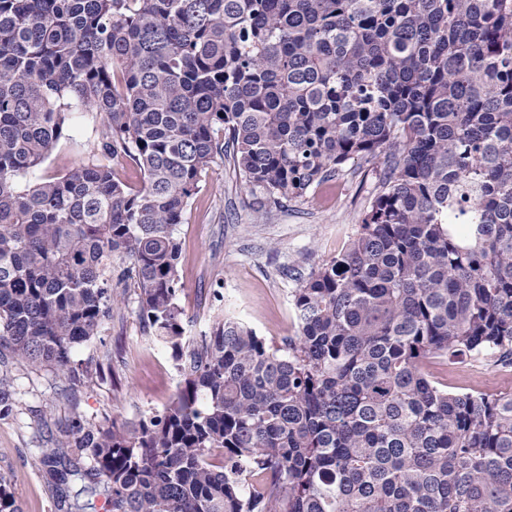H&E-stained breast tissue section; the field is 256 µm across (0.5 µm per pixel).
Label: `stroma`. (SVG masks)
Masks as SVG:
<instances>
[{
  "mask_svg": "<svg viewBox=\"0 0 512 512\" xmlns=\"http://www.w3.org/2000/svg\"><path fill=\"white\" fill-rule=\"evenodd\" d=\"M71 128V139L60 142L41 165V178L58 177L88 162L102 117L73 114ZM386 171L380 160L351 162L337 175L343 185L339 200H332V188L324 183L263 212L231 160L216 157L178 227L183 284L178 303L188 335L207 330L220 313L240 318L269 342L295 335L291 292L298 276L346 250ZM112 291L122 304L111 323L75 352L80 360L109 350L111 368L88 380L77 397L64 392L51 372L23 366L12 371L18 406L0 418V475L21 512H70L72 492L56 491L36 451L51 447L73 421L134 419L163 411L176 396L180 377L175 362L145 331L135 288L116 283ZM425 369L453 389L495 392L503 387L499 365L480 356L460 364L433 359Z\"/></svg>",
  "mask_w": 512,
  "mask_h": 512,
  "instance_id": "obj_1",
  "label": "stroma"
}]
</instances>
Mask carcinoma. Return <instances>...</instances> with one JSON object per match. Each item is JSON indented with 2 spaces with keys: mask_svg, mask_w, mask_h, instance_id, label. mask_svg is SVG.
Here are the masks:
<instances>
[{
  "mask_svg": "<svg viewBox=\"0 0 512 512\" xmlns=\"http://www.w3.org/2000/svg\"><path fill=\"white\" fill-rule=\"evenodd\" d=\"M75 112L105 115L92 159L19 185ZM218 155L263 207L389 167L279 345L226 315L185 334L177 227ZM114 278L180 388L75 422L39 455L55 486L75 448L108 512H512V391L423 369L512 361V0H0V416L18 364L71 395L101 368L74 354ZM470 366L469 372H459L460 365ZM426 371L433 380L450 386L449 389H475L495 392L502 388L503 381L500 374V365L491 359L479 357H465L456 362L432 359L425 365Z\"/></svg>",
  "mask_w": 512,
  "mask_h": 512,
  "instance_id": "obj_1",
  "label": "carcinoma"
}]
</instances>
